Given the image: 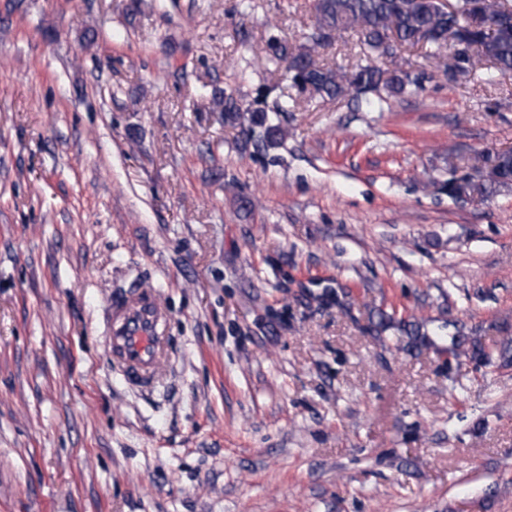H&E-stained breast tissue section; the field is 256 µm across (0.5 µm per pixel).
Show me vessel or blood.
Returning a JSON list of instances; mask_svg holds the SVG:
<instances>
[{
	"label": "vessel or blood",
	"instance_id": "b4317fda",
	"mask_svg": "<svg viewBox=\"0 0 512 512\" xmlns=\"http://www.w3.org/2000/svg\"><path fill=\"white\" fill-rule=\"evenodd\" d=\"M105 355L125 383L155 389L171 356L169 313L156 289L139 285L111 298L104 311Z\"/></svg>",
	"mask_w": 512,
	"mask_h": 512
}]
</instances>
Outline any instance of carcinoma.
<instances>
[{
  "mask_svg": "<svg viewBox=\"0 0 512 512\" xmlns=\"http://www.w3.org/2000/svg\"><path fill=\"white\" fill-rule=\"evenodd\" d=\"M313 9L315 25L304 41L273 40L267 44L268 54L287 63L292 81L311 96L368 105L374 98L382 103L402 96L418 84L417 79L400 67L383 69L370 58L394 57L405 46L429 48L437 66L462 77L482 69L490 78L495 73H512V4L508 0H455L448 11L440 0H313ZM348 30L359 34L369 62L349 71L318 62L317 49ZM459 45L466 53L445 60L448 47ZM213 98L222 105L224 123L242 127L247 140L269 148L285 138V129L267 112L245 110L232 95L216 93ZM477 161L478 181L453 173L440 189L454 199L465 195L484 201L512 188V151L488 152ZM378 317L377 331L396 326L402 332L395 337L396 347L413 352L436 346L419 321L398 320L383 309ZM452 327L448 345L439 349L446 363L459 365L465 359L484 366L512 365V325L508 322L497 326L500 337L492 347L480 336L465 334L457 324Z\"/></svg>",
  "mask_w": 512,
  "mask_h": 512,
  "instance_id": "cac0c4a2",
  "label": "carcinoma"
}]
</instances>
